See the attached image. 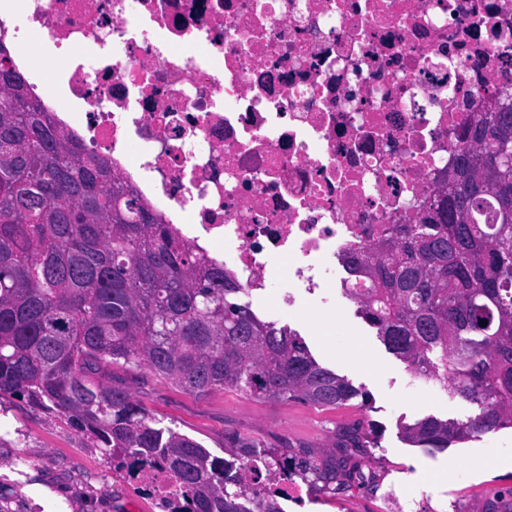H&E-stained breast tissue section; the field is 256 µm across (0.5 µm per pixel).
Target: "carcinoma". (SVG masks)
<instances>
[{"instance_id": "carcinoma-1", "label": "carcinoma", "mask_w": 512, "mask_h": 512, "mask_svg": "<svg viewBox=\"0 0 512 512\" xmlns=\"http://www.w3.org/2000/svg\"><path fill=\"white\" fill-rule=\"evenodd\" d=\"M29 88L22 78L0 91V395L69 415L129 472L162 465L180 490L169 512H243L247 490L224 479V459L160 426L101 382L103 370L144 366L198 397L234 388L327 409L360 392L297 334L261 320L224 266L161 223ZM510 134L506 88L464 124L423 223L355 264L370 285L354 299L386 348L417 376L445 373L475 406L464 420L406 428L423 448L512 429V223H502L512 181L493 183L475 162ZM373 432L357 420L327 454L284 450L271 463L334 493L363 469Z\"/></svg>"}]
</instances>
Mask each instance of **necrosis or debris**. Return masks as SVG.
Instances as JSON below:
<instances>
[{"mask_svg":"<svg viewBox=\"0 0 512 512\" xmlns=\"http://www.w3.org/2000/svg\"><path fill=\"white\" fill-rule=\"evenodd\" d=\"M61 94L32 92L86 151L245 295L287 257L284 308L366 279L345 262L421 223L469 115L512 84V0H22ZM254 491L303 490L254 453Z\"/></svg>","mask_w":512,"mask_h":512,"instance_id":"obj_1","label":"necrosis or debris"}]
</instances>
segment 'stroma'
<instances>
[{"label": "stroma", "mask_w": 512, "mask_h": 512, "mask_svg": "<svg viewBox=\"0 0 512 512\" xmlns=\"http://www.w3.org/2000/svg\"><path fill=\"white\" fill-rule=\"evenodd\" d=\"M253 310L266 321L298 333L312 355L359 390L358 398L334 409L301 401L275 402L234 389L197 397L148 369L112 370L148 415L227 457L235 440L257 441L267 451H321L336 426L354 419L375 424L376 445L366 468L379 478L357 492L332 494L311 485L315 503L290 512H381L389 493L405 501L406 512H449L450 507L480 512L493 499L498 512H512V429L489 433L448 449L427 453L403 436L405 425L428 415L463 419L472 405L451 395L442 382L414 379L392 354L359 306L333 292L328 300L302 298L285 313L279 292L269 288L254 298ZM369 406H362L361 396ZM24 468H16L17 459ZM0 485L12 494L10 512H167L160 498L143 494L126 469L117 466L96 440L69 415L42 410L8 395L0 396Z\"/></svg>", "instance_id": "1"}]
</instances>
